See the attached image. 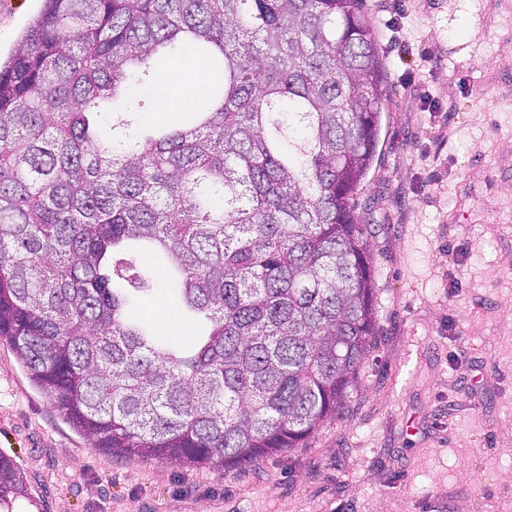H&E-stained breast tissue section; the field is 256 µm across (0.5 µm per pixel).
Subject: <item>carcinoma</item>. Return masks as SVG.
<instances>
[{
  "label": "carcinoma",
  "instance_id": "1",
  "mask_svg": "<svg viewBox=\"0 0 512 512\" xmlns=\"http://www.w3.org/2000/svg\"><path fill=\"white\" fill-rule=\"evenodd\" d=\"M360 0H43L0 61V340L70 426L224 472L299 445L376 348L357 196L384 112ZM216 74L141 124L166 50ZM166 268L186 345L133 317ZM33 501L0 453V512Z\"/></svg>",
  "mask_w": 512,
  "mask_h": 512
}]
</instances>
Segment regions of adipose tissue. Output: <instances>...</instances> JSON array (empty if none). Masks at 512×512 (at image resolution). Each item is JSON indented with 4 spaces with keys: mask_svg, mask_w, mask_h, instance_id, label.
<instances>
[{
    "mask_svg": "<svg viewBox=\"0 0 512 512\" xmlns=\"http://www.w3.org/2000/svg\"><path fill=\"white\" fill-rule=\"evenodd\" d=\"M210 80L207 70L191 61L166 66L154 85L159 115L168 116L194 105Z\"/></svg>",
    "mask_w": 512,
    "mask_h": 512,
    "instance_id": "ef3b65f1",
    "label": "adipose tissue"
}]
</instances>
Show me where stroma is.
<instances>
[{
	"mask_svg": "<svg viewBox=\"0 0 512 512\" xmlns=\"http://www.w3.org/2000/svg\"><path fill=\"white\" fill-rule=\"evenodd\" d=\"M40 0H0V54ZM386 110L358 197L370 231L377 350L339 415L224 473L96 448L0 341V451L34 503L17 512H512V0H364ZM157 282L140 314L166 341Z\"/></svg>",
	"mask_w": 512,
	"mask_h": 512,
	"instance_id": "stroma-1",
	"label": "stroma"
}]
</instances>
